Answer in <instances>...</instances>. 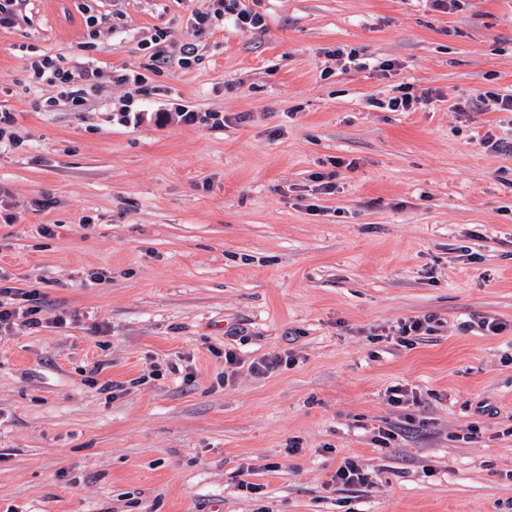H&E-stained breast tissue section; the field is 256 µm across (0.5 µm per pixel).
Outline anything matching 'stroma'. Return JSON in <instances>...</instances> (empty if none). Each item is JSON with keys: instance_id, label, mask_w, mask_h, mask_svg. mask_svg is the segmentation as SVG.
Segmentation results:
<instances>
[{"instance_id": "35a3bbf8", "label": "stroma", "mask_w": 512, "mask_h": 512, "mask_svg": "<svg viewBox=\"0 0 512 512\" xmlns=\"http://www.w3.org/2000/svg\"><path fill=\"white\" fill-rule=\"evenodd\" d=\"M201 4L20 0L0 28V269L46 301L0 338V512H512V112L469 106L512 93V0H254L262 28L196 37ZM118 10L83 48L86 15ZM159 30L198 61L149 70ZM41 54L99 67L82 111L46 110ZM120 68L168 122L119 121ZM401 84L433 98L385 108ZM349 456L370 485L333 483ZM177 117L183 124H205L211 123L212 126H224L225 118L220 112H197L187 107L179 108ZM435 320L431 318V316H426L423 318H414L408 319L404 322H401L397 329V338L396 342L398 345H404L410 343L412 339H409V336H413L415 339L418 336L429 335L434 331V327L431 325Z\"/></svg>"}]
</instances>
